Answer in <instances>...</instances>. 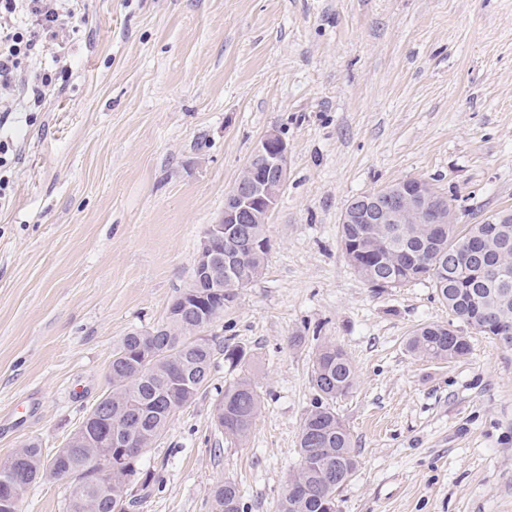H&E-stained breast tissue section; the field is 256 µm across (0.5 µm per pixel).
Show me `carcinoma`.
<instances>
[{
  "label": "carcinoma",
  "mask_w": 512,
  "mask_h": 512,
  "mask_svg": "<svg viewBox=\"0 0 512 512\" xmlns=\"http://www.w3.org/2000/svg\"><path fill=\"white\" fill-rule=\"evenodd\" d=\"M393 236L394 245L381 246L367 241L351 248L355 240V225L343 224L340 239L345 256L362 279L373 288H393L407 282L427 279L440 300L471 329L497 341L512 351V264L494 274L479 276L473 296L460 295L463 273L448 269V252L459 251L466 239L483 230L481 224H471L463 235L457 225L448 224L439 237L426 236L425 227L413 225L411 236L427 242L423 253L408 260L410 249L403 246L406 232ZM244 256L245 269L234 277V283L224 284L209 298L205 315L187 309L177 318H166L151 328L152 335L140 330L126 334L113 348L108 378L109 388L100 398L103 407H112V420L131 428L133 439L125 448L112 449V457L121 468L112 472V495H105L92 465L91 448H76L74 454L57 464L58 477L75 475L83 478L81 493L71 496L67 512H127L140 504L148 491L155 487L153 470L140 467L144 451L139 445L155 443L173 419L170 407L180 410L195 401L208 383L215 366V356H224L231 367L244 364L248 351L214 337L199 344L189 336L199 322L206 332L224 314V302L236 291L246 287L261 275L268 249H253L251 240L232 242ZM408 352L436 360H452L469 351L467 337L448 333V326L427 324L417 328L407 338ZM356 384L352 361L338 346L327 343L318 347L311 370V385L316 397L299 434L300 464L294 476L304 489L301 494L284 493L278 512H337V500L344 486L356 473L359 460L353 448L349 430L333 406L337 398L347 395ZM224 413V436L243 441L249 435L261 411V396L256 383L244 376L224 387L218 398ZM108 425L102 421L96 427H79L71 440L83 442L87 437L102 438ZM48 459L36 443L28 444L27 460L13 467L0 464V495H12L14 512H22L25 494L30 485L48 470ZM339 468L343 479L337 485L327 483L328 470ZM208 512H247L237 484L231 480L217 483L206 501Z\"/></svg>",
  "instance_id": "1"
}]
</instances>
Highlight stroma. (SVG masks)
Returning a JSON list of instances; mask_svg holds the SVG:
<instances>
[{
    "mask_svg": "<svg viewBox=\"0 0 512 512\" xmlns=\"http://www.w3.org/2000/svg\"><path fill=\"white\" fill-rule=\"evenodd\" d=\"M63 88L1 130L21 150L0 207V458L64 447L104 393L112 348L162 323L200 238L259 139L282 133L288 179L262 274L212 333L217 361L144 463L134 512H208L234 481L277 512L299 464L318 345L357 382L336 412L359 467L339 512H512V352L475 333L428 281L373 288L348 263L351 198L424 178L475 224L512 211V0H85ZM468 336L449 361L408 352L420 325ZM301 337L291 345V337ZM251 375L262 412L245 441L213 419ZM74 484L43 475L23 512H66Z\"/></svg>",
    "mask_w": 512,
    "mask_h": 512,
    "instance_id": "obj_1",
    "label": "stroma"
}]
</instances>
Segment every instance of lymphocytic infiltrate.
Listing matches in <instances>:
<instances>
[{
    "instance_id": "1",
    "label": "lymphocytic infiltrate",
    "mask_w": 512,
    "mask_h": 512,
    "mask_svg": "<svg viewBox=\"0 0 512 512\" xmlns=\"http://www.w3.org/2000/svg\"><path fill=\"white\" fill-rule=\"evenodd\" d=\"M81 0H0V89L15 92L0 109V128L17 113L41 107L55 93L58 78L43 72L29 74L33 60L43 55L64 58L67 45L88 18Z\"/></svg>"
}]
</instances>
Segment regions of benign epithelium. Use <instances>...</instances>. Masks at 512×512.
Here are the masks:
<instances>
[{"label": "benign epithelium", "mask_w": 512, "mask_h": 512, "mask_svg": "<svg viewBox=\"0 0 512 512\" xmlns=\"http://www.w3.org/2000/svg\"><path fill=\"white\" fill-rule=\"evenodd\" d=\"M289 148L279 131L266 132L257 142L249 160L224 197V209L217 221L206 226L199 241L191 288H221L224 267L236 266L240 257L220 251L224 237L252 233L249 224H266L288 178ZM343 224H371L383 231L387 224H430L439 232L447 224L458 223L453 202L434 185L420 178H409L382 189L353 197L342 215ZM469 256L486 262V238L467 240Z\"/></svg>", "instance_id": "1"}]
</instances>
